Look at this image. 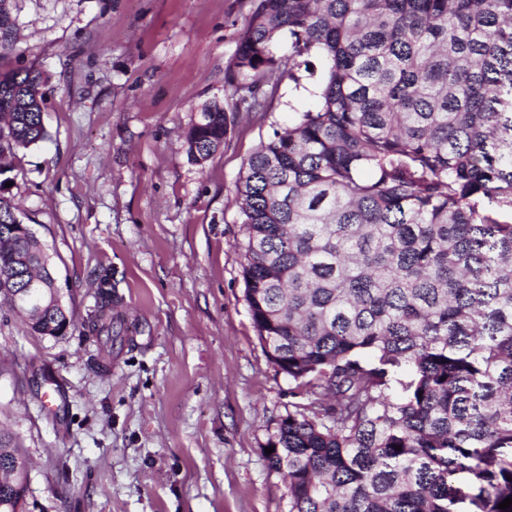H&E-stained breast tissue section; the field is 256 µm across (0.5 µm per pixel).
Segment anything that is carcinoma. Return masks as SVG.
Returning <instances> with one entry per match:
<instances>
[{
    "instance_id": "carcinoma-1",
    "label": "carcinoma",
    "mask_w": 512,
    "mask_h": 512,
    "mask_svg": "<svg viewBox=\"0 0 512 512\" xmlns=\"http://www.w3.org/2000/svg\"><path fill=\"white\" fill-rule=\"evenodd\" d=\"M0 0V53L13 22ZM320 59L313 107L261 139L236 184L244 300L299 403L267 446L288 512H512V0H256L227 67L267 112ZM45 80L0 72V175L47 138ZM224 104L185 143L224 147ZM0 194L9 303L53 268ZM57 306L29 320L66 334ZM89 332L112 335L101 279ZM401 449H396V446ZM26 457L0 433V512Z\"/></svg>"
}]
</instances>
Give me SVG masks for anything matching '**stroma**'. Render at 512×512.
<instances>
[{
    "mask_svg": "<svg viewBox=\"0 0 512 512\" xmlns=\"http://www.w3.org/2000/svg\"><path fill=\"white\" fill-rule=\"evenodd\" d=\"M254 0H9L0 72L48 78V138L0 194L54 264L73 323L30 330L0 300V431L30 464L23 512H288L265 448L295 403L244 301L236 182L260 138L307 108L282 79L196 165L184 136L231 107L226 68ZM112 274V348L88 331ZM60 395L47 411V389Z\"/></svg>",
    "mask_w": 512,
    "mask_h": 512,
    "instance_id": "1",
    "label": "stroma"
}]
</instances>
